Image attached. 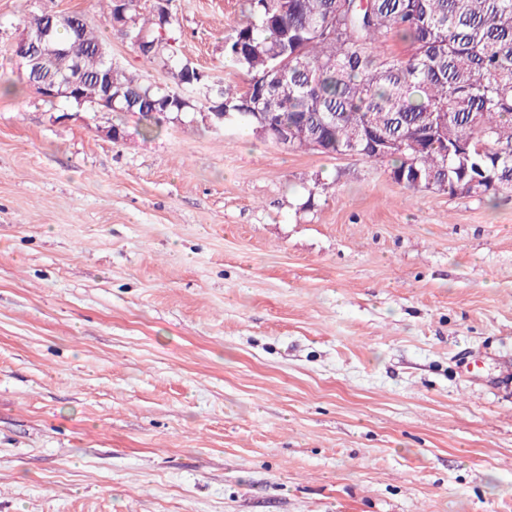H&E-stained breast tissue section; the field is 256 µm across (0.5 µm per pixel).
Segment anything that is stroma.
<instances>
[{"label": "stroma", "instance_id": "35a3bbf8", "mask_svg": "<svg viewBox=\"0 0 512 512\" xmlns=\"http://www.w3.org/2000/svg\"><path fill=\"white\" fill-rule=\"evenodd\" d=\"M170 9L242 88L245 0ZM46 10L169 82L100 0H0V512H512V198L50 106L14 56Z\"/></svg>", "mask_w": 512, "mask_h": 512}]
</instances>
